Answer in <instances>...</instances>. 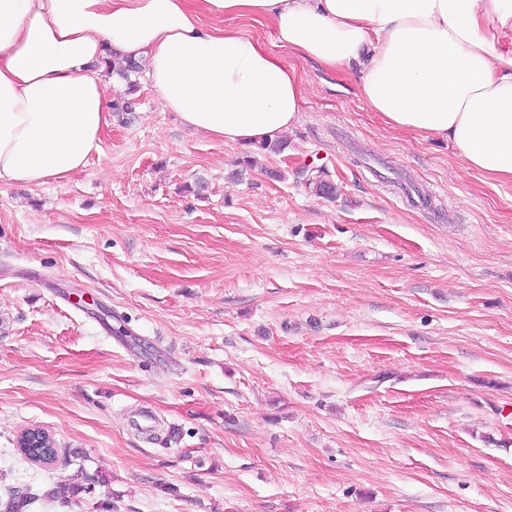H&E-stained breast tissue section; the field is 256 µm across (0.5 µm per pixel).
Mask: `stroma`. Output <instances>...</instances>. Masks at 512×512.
Segmentation results:
<instances>
[{
    "label": "stroma",
    "instance_id": "stroma-1",
    "mask_svg": "<svg viewBox=\"0 0 512 512\" xmlns=\"http://www.w3.org/2000/svg\"><path fill=\"white\" fill-rule=\"evenodd\" d=\"M233 25L300 77L281 153L231 180L242 149L139 73L85 167L0 189V506L66 483L36 512H512V182L384 125L358 68Z\"/></svg>",
    "mask_w": 512,
    "mask_h": 512
}]
</instances>
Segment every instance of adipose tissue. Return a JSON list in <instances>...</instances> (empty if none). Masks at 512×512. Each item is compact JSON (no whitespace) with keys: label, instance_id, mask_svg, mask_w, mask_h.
<instances>
[{"label":"adipose tissue","instance_id":"obj_1","mask_svg":"<svg viewBox=\"0 0 512 512\" xmlns=\"http://www.w3.org/2000/svg\"><path fill=\"white\" fill-rule=\"evenodd\" d=\"M505 0H0V186L84 167L112 116L100 62L145 63L165 107L242 148L298 120L297 71L237 28L340 72L392 129L453 143L466 167L512 181V48Z\"/></svg>","mask_w":512,"mask_h":512}]
</instances>
